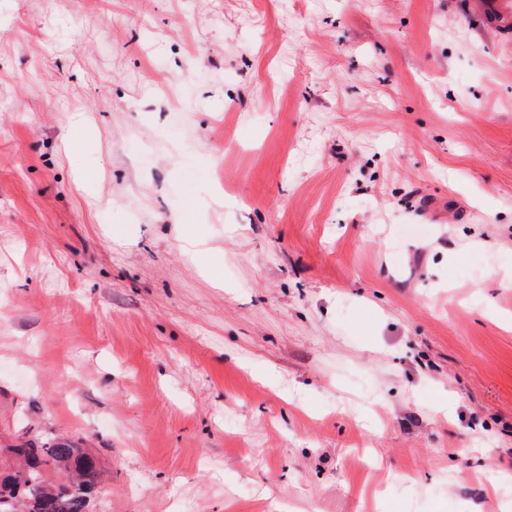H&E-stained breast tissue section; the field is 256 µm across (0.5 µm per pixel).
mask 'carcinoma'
Wrapping results in <instances>:
<instances>
[{
	"instance_id": "obj_1",
	"label": "carcinoma",
	"mask_w": 512,
	"mask_h": 512,
	"mask_svg": "<svg viewBox=\"0 0 512 512\" xmlns=\"http://www.w3.org/2000/svg\"><path fill=\"white\" fill-rule=\"evenodd\" d=\"M99 460L67 440L0 448V512H87Z\"/></svg>"
}]
</instances>
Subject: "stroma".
<instances>
[{"instance_id": "1", "label": "stroma", "mask_w": 512, "mask_h": 512, "mask_svg": "<svg viewBox=\"0 0 512 512\" xmlns=\"http://www.w3.org/2000/svg\"><path fill=\"white\" fill-rule=\"evenodd\" d=\"M91 512H512V0H0V443ZM98 477V458L67 440L0 448V512H89Z\"/></svg>"}]
</instances>
